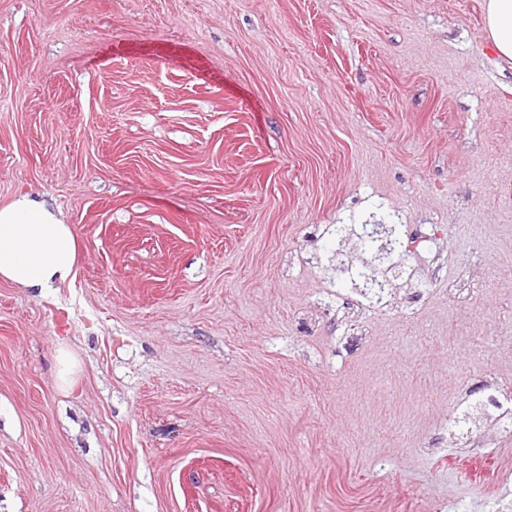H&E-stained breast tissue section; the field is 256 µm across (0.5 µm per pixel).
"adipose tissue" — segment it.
<instances>
[{
	"instance_id": "obj_1",
	"label": "adipose tissue",
	"mask_w": 512,
	"mask_h": 512,
	"mask_svg": "<svg viewBox=\"0 0 512 512\" xmlns=\"http://www.w3.org/2000/svg\"><path fill=\"white\" fill-rule=\"evenodd\" d=\"M486 29L499 59L512 64V0H488ZM77 237L60 212L23 194L0 207V278L48 292L75 276Z\"/></svg>"
}]
</instances>
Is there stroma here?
I'll return each instance as SVG.
<instances>
[{
    "label": "stroma",
    "instance_id": "1",
    "mask_svg": "<svg viewBox=\"0 0 512 512\" xmlns=\"http://www.w3.org/2000/svg\"><path fill=\"white\" fill-rule=\"evenodd\" d=\"M485 0H0V512H512V70ZM398 224L349 292L340 224ZM69 353V370L59 358ZM77 237L61 213L30 194L0 207V278L51 291L75 276Z\"/></svg>",
    "mask_w": 512,
    "mask_h": 512
}]
</instances>
